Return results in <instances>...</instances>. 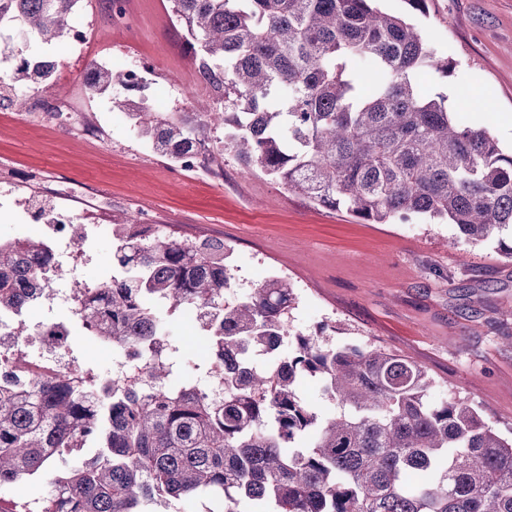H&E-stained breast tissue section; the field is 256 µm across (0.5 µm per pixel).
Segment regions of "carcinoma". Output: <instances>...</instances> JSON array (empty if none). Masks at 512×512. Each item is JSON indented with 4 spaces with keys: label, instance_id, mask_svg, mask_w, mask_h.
Returning <instances> with one entry per match:
<instances>
[{
    "label": "carcinoma",
    "instance_id": "obj_1",
    "mask_svg": "<svg viewBox=\"0 0 512 512\" xmlns=\"http://www.w3.org/2000/svg\"><path fill=\"white\" fill-rule=\"evenodd\" d=\"M80 0H0V26L20 19L49 43L72 32ZM376 0H171L192 38L200 78L224 110L117 107L159 156L207 161V132L224 150L313 202L369 224L421 218L452 224L465 242L497 238L512 261V153L488 128L448 110L423 76L448 73L416 25ZM57 63L22 58L13 83L44 89ZM126 84L97 65L89 88ZM46 237L0 239V313L48 298L65 274ZM231 246L163 235L127 217L112 224V277L74 290L72 316L88 336L120 343L151 391L112 381L88 407L86 380L23 363L0 369V488L46 470L77 448L95 453L51 475L37 512H169L199 490L223 493L224 512H512V438L471 405L430 400L420 364L381 348L325 346L297 334L284 371L261 357L286 331L297 295L274 274L224 304L234 288ZM200 313L202 354L183 371L169 316ZM217 372L224 397L198 379ZM317 381L340 411L318 414L299 391Z\"/></svg>",
    "mask_w": 512,
    "mask_h": 512
}]
</instances>
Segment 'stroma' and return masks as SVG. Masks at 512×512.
Returning a JSON list of instances; mask_svg holds the SVG:
<instances>
[{
	"mask_svg": "<svg viewBox=\"0 0 512 512\" xmlns=\"http://www.w3.org/2000/svg\"><path fill=\"white\" fill-rule=\"evenodd\" d=\"M79 0L73 27L92 34L38 44L13 24L12 52L60 63L46 90L17 84L0 100V238L47 235L30 195L52 199L70 219L86 220L83 279L112 274V238L98 225L130 214L184 239L209 237L233 249L241 294L262 277L290 278L298 305L290 334L381 347L423 365L435 399L461 398L512 437V262L494 245L471 246L449 224H369L320 206L261 172L243 169L212 133L205 165L187 169L159 157L118 99H146L162 113L218 111L199 78L188 35L173 26L170 0ZM416 20L449 74L427 77L431 93L488 113L492 134L512 149V0H428ZM136 66L139 87L91 93L92 65Z\"/></svg>",
	"mask_w": 512,
	"mask_h": 512,
	"instance_id": "1",
	"label": "stroma"
}]
</instances>
